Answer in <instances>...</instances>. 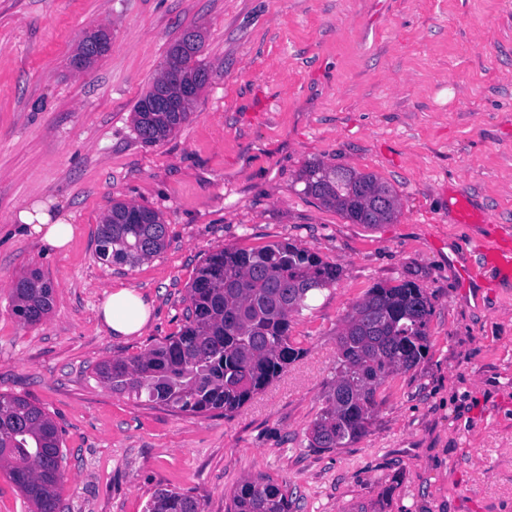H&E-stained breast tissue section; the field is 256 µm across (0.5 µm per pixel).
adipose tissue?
I'll return each instance as SVG.
<instances>
[{"instance_id": "obj_1", "label": "adipose tissue", "mask_w": 512, "mask_h": 512, "mask_svg": "<svg viewBox=\"0 0 512 512\" xmlns=\"http://www.w3.org/2000/svg\"><path fill=\"white\" fill-rule=\"evenodd\" d=\"M31 233L40 235L42 242L54 252L65 249L72 241L74 227L66 218L53 215L43 202L33 203L19 214ZM151 316V307L132 288L112 286L104 292L97 310L98 320L115 336H131L142 332Z\"/></svg>"}]
</instances>
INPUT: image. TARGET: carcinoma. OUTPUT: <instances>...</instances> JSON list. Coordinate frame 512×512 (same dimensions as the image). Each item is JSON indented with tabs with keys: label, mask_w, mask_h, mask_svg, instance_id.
<instances>
[{
	"label": "carcinoma",
	"mask_w": 512,
	"mask_h": 512,
	"mask_svg": "<svg viewBox=\"0 0 512 512\" xmlns=\"http://www.w3.org/2000/svg\"><path fill=\"white\" fill-rule=\"evenodd\" d=\"M202 34L187 31L167 52L160 78L136 102L134 130L146 146L173 134L209 73L199 59ZM302 193L336 210L352 224H392L398 214L393 189L373 174L310 162L297 177ZM116 202L97 231V254L135 266L166 247L159 214ZM341 269L290 242L260 249L224 248L211 253L189 288L185 324L176 336L125 358L104 360L96 375L113 391L200 414L231 413L244 406L301 355L290 340V317L310 308L316 295L336 284ZM53 284L38 269L13 288L16 315L35 325L53 308ZM433 305L412 281L377 283L347 314L336 338V375L325 406L309 430L312 448H344L368 432L377 390L394 374L415 367L429 351ZM58 428L41 407L22 396L0 394V471L33 507L58 512L63 479ZM147 512H202L201 502L170 489L154 492ZM230 512H290L288 491L264 477L234 489Z\"/></svg>",
	"instance_id": "obj_1"
}]
</instances>
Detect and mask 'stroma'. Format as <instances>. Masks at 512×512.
<instances>
[{
	"instance_id": "stroma-1",
	"label": "stroma",
	"mask_w": 512,
	"mask_h": 512,
	"mask_svg": "<svg viewBox=\"0 0 512 512\" xmlns=\"http://www.w3.org/2000/svg\"><path fill=\"white\" fill-rule=\"evenodd\" d=\"M109 51L78 71L89 33ZM203 35L209 84L167 140L141 143L133 106L183 33ZM371 173L398 198L368 228L302 194L306 163ZM467 198L485 215L460 224ZM156 211L168 245L137 266L95 254L113 201ZM69 215L47 251L19 212ZM512 233V0H0V393L21 395L62 439V512H145L167 488L228 512L247 477L291 512H512V281L462 287L479 242ZM288 241L342 269L292 315L301 356L241 409L186 414L113 392L95 365L181 329L188 289L225 247ZM29 268L54 285L35 325L13 312ZM425 288L430 350L377 392L368 433L312 448L344 318L378 282ZM152 319L115 338L106 287Z\"/></svg>"
}]
</instances>
